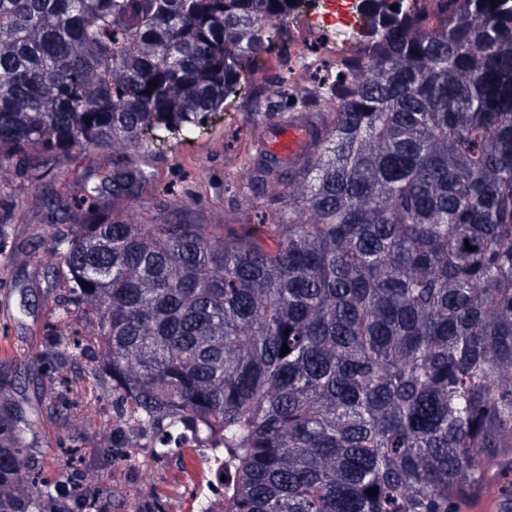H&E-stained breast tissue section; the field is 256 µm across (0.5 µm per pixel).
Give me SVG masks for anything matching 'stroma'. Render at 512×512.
I'll return each mask as SVG.
<instances>
[{
  "instance_id": "obj_1",
  "label": "stroma",
  "mask_w": 512,
  "mask_h": 512,
  "mask_svg": "<svg viewBox=\"0 0 512 512\" xmlns=\"http://www.w3.org/2000/svg\"><path fill=\"white\" fill-rule=\"evenodd\" d=\"M251 143L242 108L231 106L223 117L210 120L201 137L176 138L161 151L136 154L135 163L151 178L137 196L113 209L112 220L135 224L184 207L202 223H223L229 196L245 184L242 170L226 168L224 157L247 156ZM111 168V153L80 149L71 152L63 167L39 179L20 176L11 163H0V374L16 385L25 406L43 410L29 438L31 448L52 465L65 460L67 450H78L82 467L97 475L98 487L110 496L111 512H126L141 497L157 512H188L187 504L170 492L180 464L148 473L100 461L98 450L112 426L100 421L92 404L111 399L112 393L86 382L98 349L87 340L71 353L65 369L53 364L60 334H72L75 326L53 318L57 295L45 288L46 270L20 252L23 243L39 235L44 246H51L43 235L49 201L77 207L85 177ZM61 391L71 404L67 420L50 409Z\"/></svg>"
}]
</instances>
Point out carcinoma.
Here are the masks:
<instances>
[{
    "label": "carcinoma",
    "mask_w": 512,
    "mask_h": 512,
    "mask_svg": "<svg viewBox=\"0 0 512 512\" xmlns=\"http://www.w3.org/2000/svg\"><path fill=\"white\" fill-rule=\"evenodd\" d=\"M294 2L0 0V159L45 175L200 135ZM363 6L357 54L319 78L315 152L246 156L233 221L104 219L149 179L119 159L84 211L49 203L90 378L162 448L193 429L224 512H460L512 472V0ZM38 420L0 383V512L87 499L40 480Z\"/></svg>",
    "instance_id": "carcinoma-1"
}]
</instances>
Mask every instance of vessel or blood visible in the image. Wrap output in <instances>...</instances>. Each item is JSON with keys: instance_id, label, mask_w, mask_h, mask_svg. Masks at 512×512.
<instances>
[{"instance_id": "vessel-or-blood-1", "label": "vessel or blood", "mask_w": 512, "mask_h": 512, "mask_svg": "<svg viewBox=\"0 0 512 512\" xmlns=\"http://www.w3.org/2000/svg\"><path fill=\"white\" fill-rule=\"evenodd\" d=\"M320 121L312 112L279 120L274 127L260 126L253 144L277 160L287 162L290 169L303 165L320 137ZM184 470L179 479L187 502H194L204 479L202 467L191 449H184Z\"/></svg>"}]
</instances>
